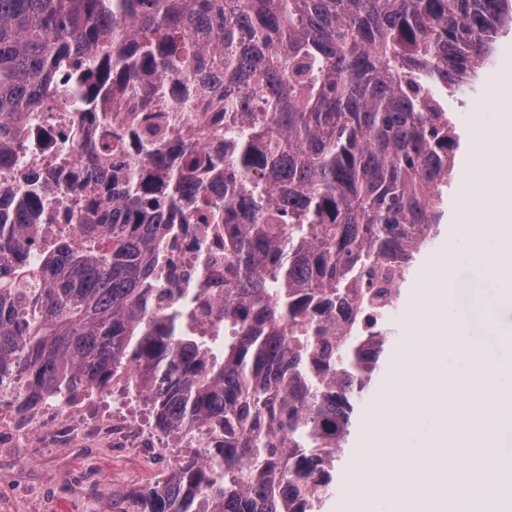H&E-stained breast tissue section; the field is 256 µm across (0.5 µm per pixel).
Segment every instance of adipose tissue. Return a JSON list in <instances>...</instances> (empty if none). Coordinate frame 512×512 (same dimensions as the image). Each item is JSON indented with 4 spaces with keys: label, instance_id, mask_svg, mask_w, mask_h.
I'll list each match as a JSON object with an SVG mask.
<instances>
[{
    "label": "adipose tissue",
    "instance_id": "1",
    "mask_svg": "<svg viewBox=\"0 0 512 512\" xmlns=\"http://www.w3.org/2000/svg\"><path fill=\"white\" fill-rule=\"evenodd\" d=\"M491 115L471 134L467 179L456 213L457 238L470 243L469 259L512 301V85L493 89Z\"/></svg>",
    "mask_w": 512,
    "mask_h": 512
}]
</instances>
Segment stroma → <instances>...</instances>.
I'll return each instance as SVG.
<instances>
[{
    "instance_id": "stroma-1",
    "label": "stroma",
    "mask_w": 512,
    "mask_h": 512,
    "mask_svg": "<svg viewBox=\"0 0 512 512\" xmlns=\"http://www.w3.org/2000/svg\"><path fill=\"white\" fill-rule=\"evenodd\" d=\"M512 74V36L497 45L495 66L488 71L481 85L473 91L458 94L448 100L462 141L456 153V174L448 196V212L456 214L460 186L466 176L472 129L492 90L505 76ZM456 250L462 262L454 273L449 299L467 295L478 300L486 309L495 312L497 330H489L482 317L467 318L468 335L491 360L512 362V346L502 337L512 334V302L504 300L481 269L466 260L469 244L454 240L452 225H445L441 234L425 251L421 266L410 278L395 307L390 324L394 341L382 361L380 371L366 395L359 402L355 425L349 444L337 464L336 490L328 503L327 512H344L347 503L358 491L349 483L356 450L364 421L388 406V392L396 380L395 356L405 349L410 336L411 298L417 288L433 271L436 263ZM170 444H163L150 456L132 453L126 448H113L93 437L77 444L57 448H28L17 446L0 450V512H122L133 487L143 486L142 474L152 466L172 459Z\"/></svg>"
}]
</instances>
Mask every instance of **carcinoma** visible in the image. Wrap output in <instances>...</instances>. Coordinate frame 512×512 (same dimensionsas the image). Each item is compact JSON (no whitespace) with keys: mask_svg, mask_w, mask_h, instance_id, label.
<instances>
[{"mask_svg":"<svg viewBox=\"0 0 512 512\" xmlns=\"http://www.w3.org/2000/svg\"><path fill=\"white\" fill-rule=\"evenodd\" d=\"M512 33V0H0V164L59 79L97 120L120 187L80 242L39 244L51 209L0 190V393L27 415L124 384L165 433L206 435L129 512H323L390 332L331 344L312 312L351 309L364 266L408 277L448 211L461 136L448 94L475 88ZM224 83V336L192 296L151 312L160 227L204 194L202 160L138 134L128 167L105 106L132 79L156 112Z\"/></svg>","mask_w":512,"mask_h":512,"instance_id":"cac0c4a2","label":"carcinoma"}]
</instances>
